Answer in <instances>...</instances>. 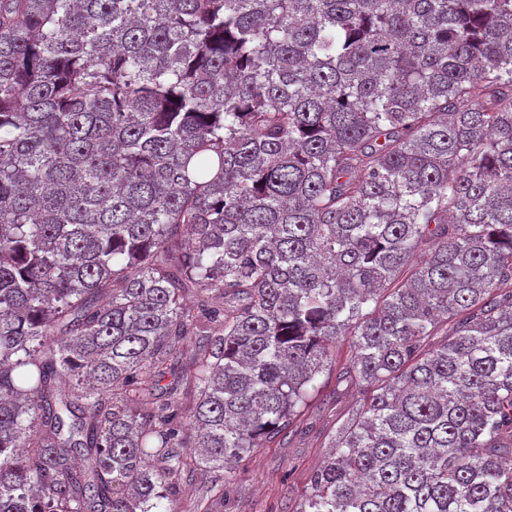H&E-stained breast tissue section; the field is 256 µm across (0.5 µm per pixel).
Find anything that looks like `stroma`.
Wrapping results in <instances>:
<instances>
[{
  "mask_svg": "<svg viewBox=\"0 0 512 512\" xmlns=\"http://www.w3.org/2000/svg\"><path fill=\"white\" fill-rule=\"evenodd\" d=\"M361 398L359 387L340 393L335 374L322 376L287 435L264 443L225 471L223 512H296L338 421Z\"/></svg>",
  "mask_w": 512,
  "mask_h": 512,
  "instance_id": "35a3bbf8",
  "label": "stroma"
}]
</instances>
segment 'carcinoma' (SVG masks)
<instances>
[{"label":"carcinoma","mask_w":512,"mask_h":512,"mask_svg":"<svg viewBox=\"0 0 512 512\" xmlns=\"http://www.w3.org/2000/svg\"><path fill=\"white\" fill-rule=\"evenodd\" d=\"M341 338L297 512H512V0H0V512H222ZM210 476L195 472L193 476H183L177 485V493L173 502L174 512H203L198 504L206 495V487Z\"/></svg>","instance_id":"cac0c4a2"}]
</instances>
